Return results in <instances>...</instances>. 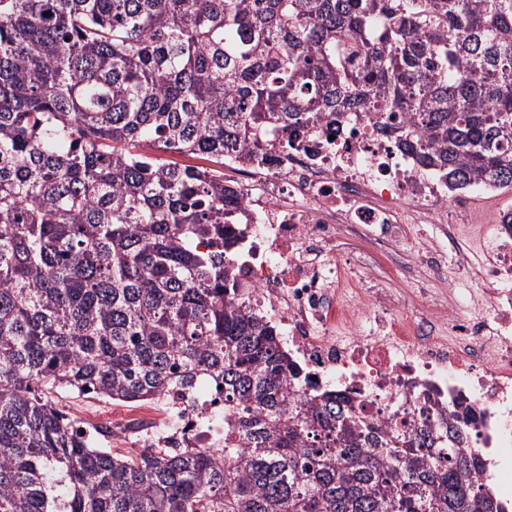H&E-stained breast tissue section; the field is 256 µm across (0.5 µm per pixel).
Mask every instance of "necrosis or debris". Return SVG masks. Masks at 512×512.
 <instances>
[{"label": "necrosis or debris", "mask_w": 512, "mask_h": 512, "mask_svg": "<svg viewBox=\"0 0 512 512\" xmlns=\"http://www.w3.org/2000/svg\"><path fill=\"white\" fill-rule=\"evenodd\" d=\"M224 185L241 198L238 221L224 227L226 285L267 315L297 373L292 384L363 403L376 423L400 404L462 412L478 481L496 478L512 512V225H486L484 288L473 313L463 298L436 300L405 316L391 293L375 287L366 253L390 274L425 267L446 277L438 242L404 248L400 213L437 224L458 266L472 265L461 235L467 197L450 194L439 174L423 172L365 116L325 118L290 149L271 136L265 153L224 163ZM122 433L140 448L219 450L224 397L214 388L177 389L162 409L149 407Z\"/></svg>", "instance_id": "obj_1"}]
</instances>
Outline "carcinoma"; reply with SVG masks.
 <instances>
[{"mask_svg": "<svg viewBox=\"0 0 512 512\" xmlns=\"http://www.w3.org/2000/svg\"><path fill=\"white\" fill-rule=\"evenodd\" d=\"M336 112L452 189L511 187L512 0H0V512H504L458 415L291 392L224 288V156ZM201 381L219 456H116L47 398Z\"/></svg>", "mask_w": 512, "mask_h": 512, "instance_id": "1", "label": "carcinoma"}]
</instances>
